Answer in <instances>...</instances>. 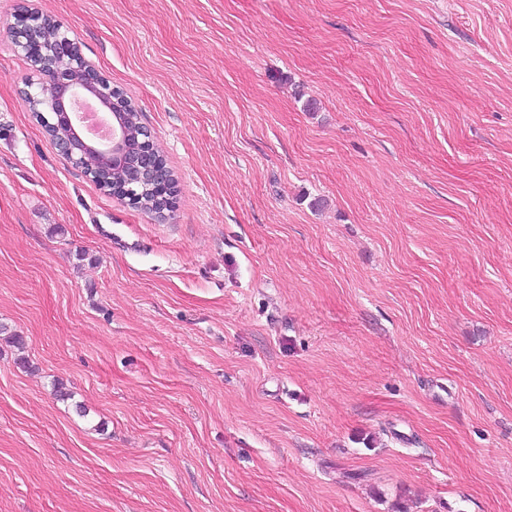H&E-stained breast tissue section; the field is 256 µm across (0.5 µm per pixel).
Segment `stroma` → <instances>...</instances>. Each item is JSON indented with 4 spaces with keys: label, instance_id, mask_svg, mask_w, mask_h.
I'll return each instance as SVG.
<instances>
[{
    "label": "stroma",
    "instance_id": "1",
    "mask_svg": "<svg viewBox=\"0 0 512 512\" xmlns=\"http://www.w3.org/2000/svg\"><path fill=\"white\" fill-rule=\"evenodd\" d=\"M27 8L170 218L45 136ZM0 323V512H512V0H0ZM43 17L37 9L25 10L17 16L10 36L17 51L26 55L35 54L38 48L31 41L30 33L43 24L32 31L31 37L42 45L45 55L43 65L55 68L50 80L55 88V98L44 104L43 112L46 113L43 115L46 119H51L57 128H77V113L73 112L70 104L86 93H94L99 98L109 100L114 111L126 108L128 99L125 93L112 86V82L95 65L86 61L81 52V59L74 60L77 57L72 48L74 42L64 35H61L55 51L62 58L70 57L71 61L67 68H56L59 60L52 56L51 49L59 29ZM144 131L150 138L144 139L134 150L125 146V138L120 130L115 131L112 141L108 145L96 143L92 145L89 143V140H86L78 133H75L76 139H71L66 133H63L58 141L53 143L65 159L83 168L89 177H91L93 167L88 159L86 149H97L102 153L112 154L113 158L118 160L122 166H127L130 183L150 185L160 207L165 210L172 207L175 195L171 194L167 176L160 168L153 153V135L145 127ZM173 209L174 207L169 210V213L173 212Z\"/></svg>",
    "mask_w": 512,
    "mask_h": 512
}]
</instances>
